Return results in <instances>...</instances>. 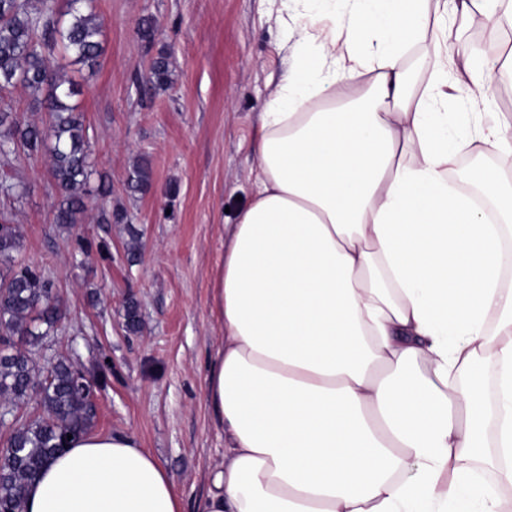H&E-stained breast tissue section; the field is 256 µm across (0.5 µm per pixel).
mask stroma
Wrapping results in <instances>:
<instances>
[{"label": "stroma", "mask_w": 512, "mask_h": 512, "mask_svg": "<svg viewBox=\"0 0 512 512\" xmlns=\"http://www.w3.org/2000/svg\"><path fill=\"white\" fill-rule=\"evenodd\" d=\"M105 52L95 71L68 74L92 138L91 193L107 208L73 227L54 223L45 160L27 162L19 203L0 197L25 237L19 259L50 277L66 316L39 349L92 368L109 361L97 431L133 435L198 512L209 471L224 454L204 395L219 341L211 288L226 227L253 191L254 146L270 92L295 63L298 31L284 0H97ZM150 37H142L144 22ZM166 54L170 84L149 83ZM151 184L133 193L134 167ZM90 252H82L81 244ZM136 306L137 331L126 327Z\"/></svg>", "instance_id": "stroma-1"}]
</instances>
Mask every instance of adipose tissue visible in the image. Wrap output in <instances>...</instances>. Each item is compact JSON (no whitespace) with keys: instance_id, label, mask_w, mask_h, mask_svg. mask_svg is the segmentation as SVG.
<instances>
[{"instance_id":"ef3b65f1","label":"adipose tissue","mask_w":512,"mask_h":512,"mask_svg":"<svg viewBox=\"0 0 512 512\" xmlns=\"http://www.w3.org/2000/svg\"><path fill=\"white\" fill-rule=\"evenodd\" d=\"M512 0H353L299 15L304 55L265 103L256 182L213 282L220 342L204 397L224 435L200 512H512V172L449 181L501 126L448 132V72L471 113L512 54L452 35ZM428 39L429 84L402 63ZM370 55L359 52L367 39ZM372 77L357 95L346 75ZM495 367L487 384L485 361ZM26 512H184L126 433L91 431L24 491Z\"/></svg>"}]
</instances>
